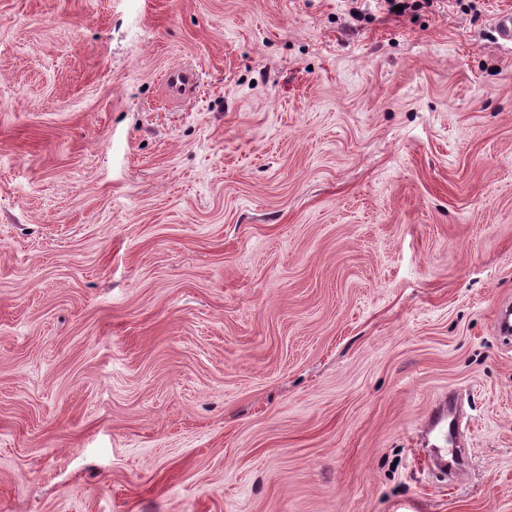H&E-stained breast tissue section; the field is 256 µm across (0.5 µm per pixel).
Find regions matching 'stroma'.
Returning a JSON list of instances; mask_svg holds the SVG:
<instances>
[{
    "label": "stroma",
    "mask_w": 512,
    "mask_h": 512,
    "mask_svg": "<svg viewBox=\"0 0 512 512\" xmlns=\"http://www.w3.org/2000/svg\"><path fill=\"white\" fill-rule=\"evenodd\" d=\"M503 11L0 0V512H512ZM447 423L448 424V440L445 442L443 448H435L434 459L440 464H447L448 452L454 447L453 441L456 432V425L454 417L450 413L446 399L436 404L428 417L427 424L430 430Z\"/></svg>",
    "instance_id": "35a3bbf8"
}]
</instances>
